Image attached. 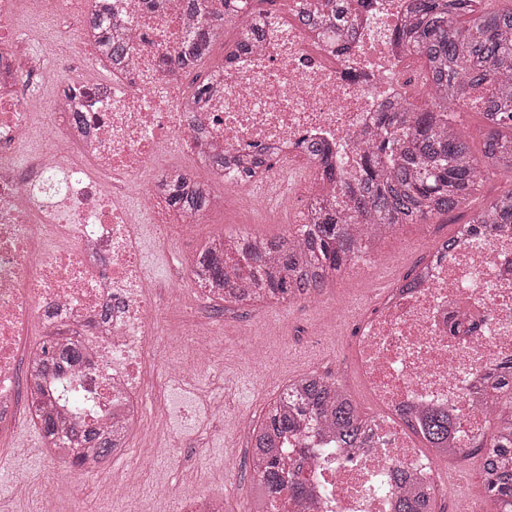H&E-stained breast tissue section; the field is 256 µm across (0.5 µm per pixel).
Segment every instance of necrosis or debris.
Returning <instances> with one entry per match:
<instances>
[{"label": "necrosis or debris", "instance_id": "necrosis-or-debris-1", "mask_svg": "<svg viewBox=\"0 0 512 512\" xmlns=\"http://www.w3.org/2000/svg\"><path fill=\"white\" fill-rule=\"evenodd\" d=\"M409 0H372L357 37L307 31L264 16L254 46L211 70L210 88L193 101L186 73L170 60L194 26L181 0H0V436L51 414L60 430L79 424L112 433L113 462L150 456L159 429L150 418L151 377L167 388L195 384L221 361L220 324L208 319L174 332L162 300L202 308L217 303L181 250L158 283L146 270L144 227L175 228L188 241L204 215L177 211L166 191L168 160L186 172L230 174L256 151L282 166L236 183L220 207L265 223L281 183L301 199L320 181L309 149L330 145L345 181L360 176L356 145L405 79L393 32ZM129 41L113 66L83 59L87 32ZM427 225L378 232L396 250L418 248ZM361 250L344 268L373 290L347 338L342 377H355L375 408V437L341 448L322 421L289 440L304 496H281L268 512H396V475L412 488H447L420 446L426 416L448 413L449 447L485 442L490 417L485 381L512 357V224L456 236L411 273L382 275L383 253ZM76 345V366L30 374L43 339ZM108 504L117 512H224L213 494H178L166 483L142 493V473L126 467Z\"/></svg>", "mask_w": 512, "mask_h": 512}]
</instances>
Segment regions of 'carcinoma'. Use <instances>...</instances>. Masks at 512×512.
Listing matches in <instances>:
<instances>
[{
  "label": "carcinoma",
  "instance_id": "cac0c4a2",
  "mask_svg": "<svg viewBox=\"0 0 512 512\" xmlns=\"http://www.w3.org/2000/svg\"><path fill=\"white\" fill-rule=\"evenodd\" d=\"M224 13L210 18V29L250 10L248 0H222ZM495 0H412L403 25L393 34L409 58L426 62V74L406 81L411 94L399 105L381 113L379 131L360 147L362 178L356 188H341L344 205L329 202L313 207V223L306 227L303 243H290L281 234L268 238L267 249L252 247L254 235H214L196 259V276L210 288L237 287L226 269L240 270L255 279L266 296L281 299L290 294H317L329 286L357 250L354 226L363 225L370 237L376 224H424L434 215H448L476 194L491 177L512 175V6L496 7ZM369 0H313L300 11V22L324 30L350 25L367 10ZM261 29L245 24L239 39L224 44L225 58L257 41ZM209 29L190 35L186 51L171 63L175 68H196L210 58ZM97 49L125 60L131 47L110 37L97 39ZM429 86L426 107L415 108L413 95ZM484 90L485 122L480 153L470 135L453 120L450 106L475 104V90ZM170 201L178 209L204 211L209 188L192 185L177 170L169 174ZM469 225L512 224V190L494 197L467 221ZM80 360L77 347L53 349L55 368H69ZM493 397L488 402L492 429L481 457L484 491L499 504L512 500V470L494 466L493 460L512 453V362L491 376ZM321 419L336 433L342 448H359L370 436L372 420L361 414L337 379L318 373L304 375L286 386L269 404L252 433V477L262 490L279 497L283 492L305 494L302 483L285 478L282 445L289 434L307 422ZM450 419L445 412L426 417L424 439L438 458L447 457ZM74 461L87 448L100 458L112 453V438L93 427L74 429L63 436ZM397 512H434L431 494L399 491Z\"/></svg>",
  "mask_w": 512,
  "mask_h": 512
}]
</instances>
